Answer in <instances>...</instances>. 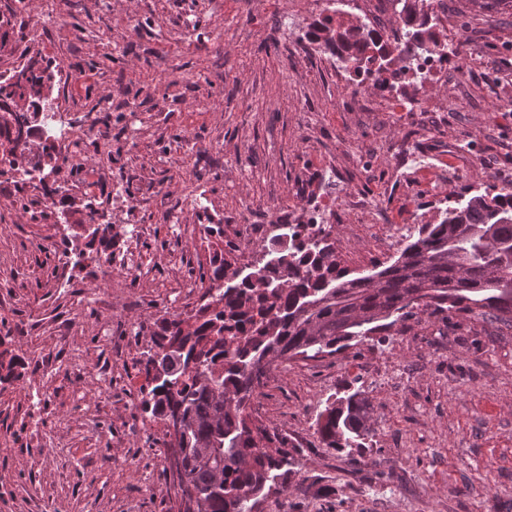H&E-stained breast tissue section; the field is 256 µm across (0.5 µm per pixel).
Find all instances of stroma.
Returning <instances> with one entry per match:
<instances>
[{
  "mask_svg": "<svg viewBox=\"0 0 512 512\" xmlns=\"http://www.w3.org/2000/svg\"><path fill=\"white\" fill-rule=\"evenodd\" d=\"M51 2L53 22L40 5L17 20L62 69L57 122L93 144L62 145L61 220L28 223L0 186V333L19 373L0 384V512H173L163 425L140 408L154 323L199 308L215 249L250 272L266 240L232 225L318 218L368 275L449 193L512 186V0H430L454 61L391 100L353 94L302 40L327 0ZM90 205L137 275L67 261ZM350 389L372 435L322 447L317 417ZM248 413L292 460L259 512H512V330L480 315L418 310L385 341L277 363Z\"/></svg>",
  "mask_w": 512,
  "mask_h": 512,
  "instance_id": "1",
  "label": "stroma"
}]
</instances>
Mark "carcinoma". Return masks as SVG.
Masks as SVG:
<instances>
[{"label": "carcinoma", "mask_w": 512, "mask_h": 512, "mask_svg": "<svg viewBox=\"0 0 512 512\" xmlns=\"http://www.w3.org/2000/svg\"><path fill=\"white\" fill-rule=\"evenodd\" d=\"M400 5L393 39L366 25L333 24L327 15L303 34L325 46L354 77L416 75L423 54L448 50L433 27L425 0ZM18 54L19 64L0 72V184L13 187L22 215L32 221L57 216L62 187L43 184L28 194V176L39 164L55 172L67 163L48 135V95L58 66L42 56L17 24L16 10L0 9V52ZM454 205L437 224H424L389 266L353 277L340 265L324 225L288 224L264 246L253 274L216 291L219 305L190 317L164 320L152 333L141 371V410L161 421L181 413L186 437L179 475L206 505V512H253L268 496L288 455L271 453L251 437L247 409L264 387L260 363L333 355L356 338L389 332L409 311L431 308L480 314L512 328V190L486 187ZM90 207L85 223L102 250L112 244L111 223ZM326 448H359L370 434L367 402L354 392L328 404L317 419Z\"/></svg>", "instance_id": "1"}]
</instances>
